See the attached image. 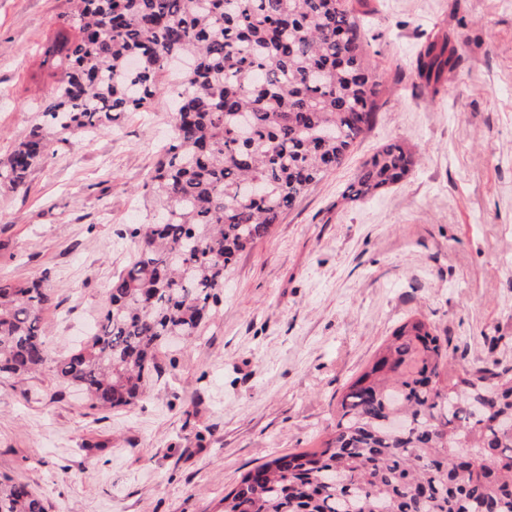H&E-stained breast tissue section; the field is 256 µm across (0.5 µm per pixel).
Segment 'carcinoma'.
<instances>
[{
  "instance_id": "1",
  "label": "carcinoma",
  "mask_w": 512,
  "mask_h": 512,
  "mask_svg": "<svg viewBox=\"0 0 512 512\" xmlns=\"http://www.w3.org/2000/svg\"><path fill=\"white\" fill-rule=\"evenodd\" d=\"M47 59L65 68L29 131L0 159V188L26 187L61 143L148 112L172 87L168 141L148 170V222L112 278L89 339L57 358L56 379L89 408L144 394L156 352L188 341L222 302L237 255L269 234L372 127L386 73L370 60L352 0H67ZM460 46L416 57L437 96ZM416 157L381 146L342 191L355 202L403 180ZM46 278L0 280V375L50 361ZM419 318L400 324L342 394L321 446L241 474L221 512H512V367H456ZM0 512H45L29 485L0 478Z\"/></svg>"
}]
</instances>
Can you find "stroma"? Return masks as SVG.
I'll use <instances>...</instances> for the list:
<instances>
[{"label": "stroma", "mask_w": 512, "mask_h": 512, "mask_svg": "<svg viewBox=\"0 0 512 512\" xmlns=\"http://www.w3.org/2000/svg\"><path fill=\"white\" fill-rule=\"evenodd\" d=\"M65 0H0V157L52 91L44 51ZM370 59L388 73L372 129L237 261L194 341L159 349L137 404L88 416L51 369L0 383V475L46 512H220L241 473L320 447L336 402L407 319L451 339L453 362L512 365V0H367ZM463 47L442 93L410 67L427 37ZM167 99L0 189V279L47 277L51 357L94 325L136 250L143 184ZM417 159L372 199L344 186L387 142Z\"/></svg>", "instance_id": "stroma-1"}]
</instances>
